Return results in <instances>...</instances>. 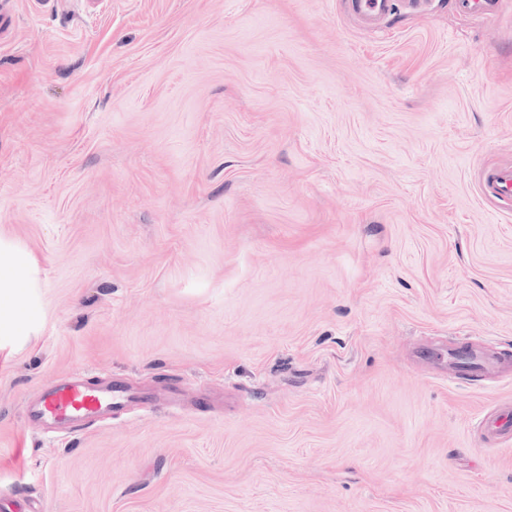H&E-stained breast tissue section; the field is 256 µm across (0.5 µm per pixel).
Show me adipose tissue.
Masks as SVG:
<instances>
[{"label":"adipose tissue","instance_id":"obj_1","mask_svg":"<svg viewBox=\"0 0 512 512\" xmlns=\"http://www.w3.org/2000/svg\"><path fill=\"white\" fill-rule=\"evenodd\" d=\"M29 255L0 240V336L23 335L33 321L29 291L38 287Z\"/></svg>","mask_w":512,"mask_h":512}]
</instances>
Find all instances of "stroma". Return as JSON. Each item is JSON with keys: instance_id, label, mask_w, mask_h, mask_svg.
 I'll return each instance as SVG.
<instances>
[{"instance_id": "1", "label": "stroma", "mask_w": 512, "mask_h": 512, "mask_svg": "<svg viewBox=\"0 0 512 512\" xmlns=\"http://www.w3.org/2000/svg\"><path fill=\"white\" fill-rule=\"evenodd\" d=\"M369 27L347 0H15L0 239L41 311L0 336V496L36 512H512V0ZM178 389L74 434L53 381ZM480 192L486 199L512 198V169L508 171L498 168L484 170L480 182ZM488 349L489 347L485 345L479 347L469 342L462 343L453 350V352H456V363L452 352L448 360V366L451 369L456 368L455 374L459 376L462 372H464L463 375L476 377L491 376L503 368L505 362L500 357L489 354ZM458 350L463 353L458 352Z\"/></svg>"}]
</instances>
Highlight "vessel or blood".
I'll return each mask as SVG.
<instances>
[{
  "label": "vessel or blood",
  "mask_w": 512,
  "mask_h": 512,
  "mask_svg": "<svg viewBox=\"0 0 512 512\" xmlns=\"http://www.w3.org/2000/svg\"><path fill=\"white\" fill-rule=\"evenodd\" d=\"M396 0H351L354 13L370 19L386 16ZM480 192L485 198L504 200L512 198V169L490 168L484 170ZM462 351L456 354V370L470 376H489L504 366L500 357L489 354L487 346L469 342L462 343ZM135 394L122 382L115 381L106 386H93L84 379L71 377L45 388L39 398L27 409L31 422L47 427H60L75 432L86 422L121 411Z\"/></svg>",
  "instance_id": "b4317fda"
}]
</instances>
